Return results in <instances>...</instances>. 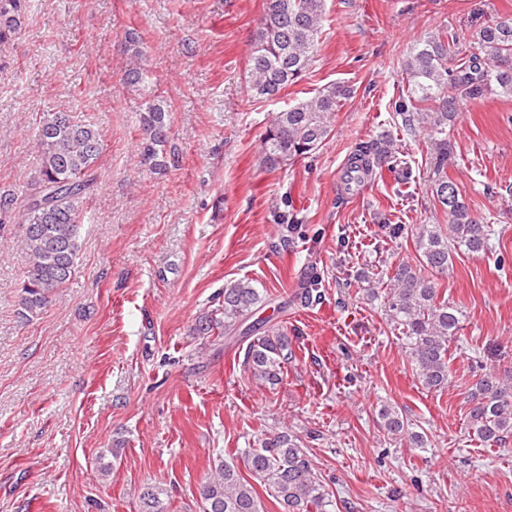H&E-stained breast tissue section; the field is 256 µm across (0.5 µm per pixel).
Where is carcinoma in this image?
Masks as SVG:
<instances>
[{"mask_svg": "<svg viewBox=\"0 0 512 512\" xmlns=\"http://www.w3.org/2000/svg\"><path fill=\"white\" fill-rule=\"evenodd\" d=\"M24 0H0V43L16 36ZM325 0H264L254 47L246 68L250 92L270 99L296 83L315 56L325 20ZM480 52L463 48L457 35L438 33L417 43L404 61L406 96L395 106L402 127L434 135L430 153L429 187L448 216V224H418L415 228L417 264L400 263L389 278L386 315L411 358L420 381L429 390L448 385L450 345L462 329L463 314L440 294L435 274L453 269L461 253L488 249L494 229L471 212L458 184L448 177V127L458 118L464 101L478 100L499 89L512 94V15L501 16L476 32ZM126 53L134 64L124 73L130 85L142 81L135 61L140 42L130 36ZM351 97L345 85L331 84L315 96L275 113L263 136L261 164L277 169L313 154L326 140L336 112ZM143 156L159 169L171 165L167 153L166 111L160 102L147 103L140 116ZM40 178L22 198L0 196V223L18 212L23 231L20 246L28 267L21 283V316L29 320L52 295L76 275L84 200L94 187L93 171L103 152L99 128L74 112L50 110L39 115L36 131ZM392 141L376 139L358 144L352 159L367 172L391 155ZM265 302V295L248 278L224 286L222 303L199 317V336L248 335L247 321ZM292 359L288 336L272 328L250 339L243 365L264 386L282 380ZM469 430L479 442L499 447L512 436V377L485 373L468 389ZM378 425L390 440L425 448L428 437L418 432L394 406L383 404ZM254 480L270 490L280 512H327L329 493L320 483L301 440L286 431L262 438L245 450ZM157 486L141 489V512H166ZM202 512H263L254 486L224 462L201 484Z\"/></svg>", "mask_w": 512, "mask_h": 512, "instance_id": "carcinoma-1", "label": "carcinoma"}]
</instances>
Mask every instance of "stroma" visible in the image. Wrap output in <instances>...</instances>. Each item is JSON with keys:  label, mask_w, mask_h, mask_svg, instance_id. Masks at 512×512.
<instances>
[{"label": "stroma", "mask_w": 512, "mask_h": 512, "mask_svg": "<svg viewBox=\"0 0 512 512\" xmlns=\"http://www.w3.org/2000/svg\"><path fill=\"white\" fill-rule=\"evenodd\" d=\"M262 13L263 0H26L19 35L0 43V196L39 177L40 112L79 113L104 140L78 271L29 322L21 228L0 227V512H140L148 485L167 490L168 512H199L217 462L244 470L272 431L301 439L331 512H512V443L472 440L466 399L481 373L512 372V97L463 103L448 129V175L495 235L436 277L464 315L445 389L424 388L385 315L389 276L416 261L414 226L448 221L429 190L430 139L396 115L402 64L439 32L471 40L512 0H326L309 69L268 100L245 81ZM131 32L135 86L123 81ZM331 84L354 94L329 137L261 167L272 115ZM155 99L176 155L163 172L138 147ZM382 135L409 178L385 166L348 193L355 145ZM307 277L321 291L309 304ZM241 278L267 296L257 333L278 327L291 343L271 388L243 366L247 338L194 331ZM387 402L428 447L384 437ZM126 53L130 56L133 65L129 67L124 73V80L127 84L136 85L142 81L143 73L139 67H137L136 61L141 55L140 42L136 36L131 35L126 43Z\"/></svg>", "instance_id": "35a3bbf8"}]
</instances>
